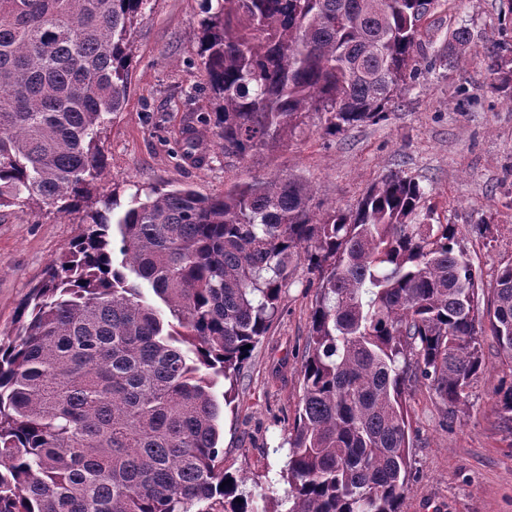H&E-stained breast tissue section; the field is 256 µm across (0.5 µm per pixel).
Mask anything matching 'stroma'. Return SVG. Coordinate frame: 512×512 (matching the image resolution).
<instances>
[{
  "mask_svg": "<svg viewBox=\"0 0 512 512\" xmlns=\"http://www.w3.org/2000/svg\"><path fill=\"white\" fill-rule=\"evenodd\" d=\"M201 17L202 0L147 6L134 33L124 109L103 137L104 194L124 203L157 186L219 196L232 183L288 173L314 185L319 199L350 209L370 184L399 171L429 194L441 222L491 221V239L473 233L463 241L484 275L512 261V101L491 87L483 50L490 38L512 45V20L501 14L499 0H440L422 25L423 49L432 56L453 46V32L465 27L466 61L423 71L387 120L334 137L324 135L315 116L288 144L243 159L225 154L203 121L214 105L200 66ZM189 127L203 141L205 160L182 152ZM83 230L78 212L0 209V339L14 337L19 304ZM310 279L303 265L289 277L281 312L241 370L233 406L221 413L225 469L244 477V490L273 501L288 490L280 471L302 394L316 295ZM481 347L485 368L454 418H446L427 386L409 393L413 470L403 512H512V431L494 405L495 391L512 373L492 337H483Z\"/></svg>",
  "mask_w": 512,
  "mask_h": 512,
  "instance_id": "obj_1",
  "label": "stroma"
}]
</instances>
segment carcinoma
I'll use <instances>...</instances> for the list:
<instances>
[{"label": "carcinoma", "mask_w": 512, "mask_h": 512, "mask_svg": "<svg viewBox=\"0 0 512 512\" xmlns=\"http://www.w3.org/2000/svg\"><path fill=\"white\" fill-rule=\"evenodd\" d=\"M147 3L0 0V208L81 211L86 226L0 341V512H402L412 384L458 408L487 332L512 374V261L485 280L460 226L432 223L424 190L393 172L320 215L316 189L285 174L222 197L155 187L113 218L102 134ZM436 3L203 0L224 153L275 148L312 115L331 136L385 120L421 74ZM453 40L458 64L470 33ZM487 58L512 99V60L495 42ZM294 262L318 293L281 510L224 470L213 386L223 377L233 401L243 346L267 334ZM497 405L512 429V383Z\"/></svg>", "instance_id": "carcinoma-1"}]
</instances>
